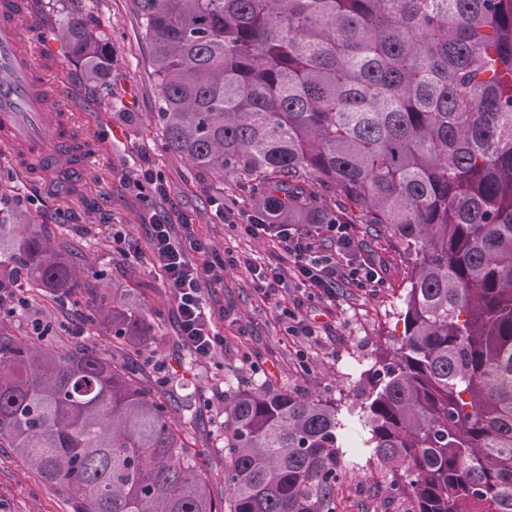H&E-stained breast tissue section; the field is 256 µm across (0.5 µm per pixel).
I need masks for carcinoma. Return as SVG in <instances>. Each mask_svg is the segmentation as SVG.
I'll return each mask as SVG.
<instances>
[{
	"instance_id": "1",
	"label": "carcinoma",
	"mask_w": 512,
	"mask_h": 512,
	"mask_svg": "<svg viewBox=\"0 0 512 512\" xmlns=\"http://www.w3.org/2000/svg\"><path fill=\"white\" fill-rule=\"evenodd\" d=\"M133 2L168 148L265 224L375 226L404 267L403 335L358 401L224 396L214 473L142 379L140 301L96 294L127 358L0 336V448L71 512H329L355 418L410 512H512V0ZM63 36L104 80L106 40L78 17ZM51 240L3 201L0 289L81 293Z\"/></svg>"
}]
</instances>
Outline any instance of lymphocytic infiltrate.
<instances>
[{"instance_id":"lymphocytic-infiltrate-1","label":"lymphocytic infiltrate","mask_w":512,"mask_h":512,"mask_svg":"<svg viewBox=\"0 0 512 512\" xmlns=\"http://www.w3.org/2000/svg\"><path fill=\"white\" fill-rule=\"evenodd\" d=\"M225 222L233 230L252 238L269 239L280 249L277 265L258 262L239 255L224 262L207 260L208 247L195 234L192 224L182 223L181 235H174L172 224L151 217L152 232L148 249L153 256L155 272L168 288L177 311L178 338L192 354L211 357L224 343V338L208 318L202 290L224 282L225 266L247 271L264 299H278L289 282H298L319 300L335 303L336 290L342 282L360 288H376L382 283L375 261L362 258L350 225H330L336 235V251L318 253L311 231L298 224H264L251 208L223 209Z\"/></svg>"}]
</instances>
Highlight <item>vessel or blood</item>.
<instances>
[{
    "label": "vessel or blood",
    "instance_id": "obj_1",
    "mask_svg": "<svg viewBox=\"0 0 512 512\" xmlns=\"http://www.w3.org/2000/svg\"><path fill=\"white\" fill-rule=\"evenodd\" d=\"M28 20L23 0H0V143L30 164L65 161L68 176L54 184L63 192L82 176L90 159L76 149L81 131L70 126L67 114L48 112L42 85L32 81L34 58L17 41L19 27Z\"/></svg>",
    "mask_w": 512,
    "mask_h": 512
}]
</instances>
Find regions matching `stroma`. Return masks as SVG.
Here are the masks:
<instances>
[{
    "label": "stroma",
    "mask_w": 512,
    "mask_h": 512,
    "mask_svg": "<svg viewBox=\"0 0 512 512\" xmlns=\"http://www.w3.org/2000/svg\"><path fill=\"white\" fill-rule=\"evenodd\" d=\"M43 36L56 45L57 58L37 61L49 81L66 84L82 107L75 121L85 127L95 157L79 181L77 193L52 190L51 177L25 169L19 155L0 147V184L8 186L25 222L42 224L62 238L78 259L92 262L96 288L133 289L157 324L156 339L139 358L144 382L165 393L174 415L192 408L189 431L196 447L211 449L209 463L221 468L224 458V392L259 385L314 395L329 401L353 400L359 378L371 369L379 348L401 336L405 287L403 271L386 242L354 227L364 254L382 269L381 287L338 289L335 307L288 289L289 305H300L318 334L289 342L283 337L279 309L263 301L248 273L229 268L224 285L204 291V303L224 346L199 359L177 336L176 306L157 278L146 247L150 214L180 223L189 215L211 254L233 251L277 263L279 251L266 240L236 236L213 203L244 205L247 192L232 181L218 182L181 155L170 151L156 122L158 90L151 76V46L144 39L132 0H26ZM76 15L101 31L112 48V69L105 81L88 82L79 63L68 60L58 37L64 20ZM150 166L165 178L167 199H145L131 183L136 168ZM126 237L125 248L112 242ZM137 256H130V249ZM85 296L60 303L45 293L0 295V336L23 339L41 324L43 343L62 350L88 347L112 354V337L90 320ZM368 434L360 425L346 429L353 471L336 485L333 512H407L404 496L393 494L392 469L370 458ZM0 512H69L66 496L45 483L17 457L0 448Z\"/></svg>",
    "instance_id": "35a3bbf8"
}]
</instances>
